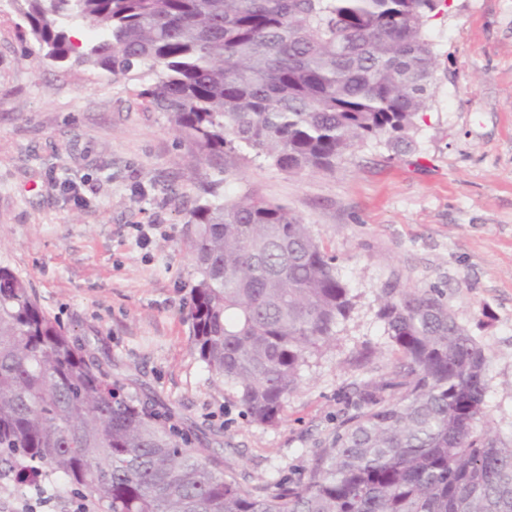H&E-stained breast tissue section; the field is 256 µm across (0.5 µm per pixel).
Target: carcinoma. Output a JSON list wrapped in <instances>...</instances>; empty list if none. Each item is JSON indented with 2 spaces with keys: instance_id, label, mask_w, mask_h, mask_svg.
<instances>
[{
  "instance_id": "cac0c4a2",
  "label": "carcinoma",
  "mask_w": 512,
  "mask_h": 512,
  "mask_svg": "<svg viewBox=\"0 0 512 512\" xmlns=\"http://www.w3.org/2000/svg\"><path fill=\"white\" fill-rule=\"evenodd\" d=\"M43 58L114 76L211 161L242 146L297 175L367 140L399 151L432 95L426 35L445 0H23ZM86 24L96 38L69 35ZM192 348L273 425L308 358L333 340L349 289L312 226L257 193L193 207ZM380 317L400 354L367 383L293 487H252L178 439L171 415L123 393L30 282L0 265V479L47 482L97 512H512V447L492 435L488 359L436 290H390Z\"/></svg>"
}]
</instances>
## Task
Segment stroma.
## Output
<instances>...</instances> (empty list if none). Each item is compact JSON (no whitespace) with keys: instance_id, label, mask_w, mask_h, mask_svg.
I'll return each mask as SVG.
<instances>
[{"instance_id":"obj_1","label":"stroma","mask_w":512,"mask_h":512,"mask_svg":"<svg viewBox=\"0 0 512 512\" xmlns=\"http://www.w3.org/2000/svg\"><path fill=\"white\" fill-rule=\"evenodd\" d=\"M427 36L438 68L412 149L374 139L298 176L245 151L189 161L139 95L151 76L42 60L18 0H0V264L242 484L298 478L355 388L390 376L387 288L440 290L489 359L486 400L512 445V0H446ZM209 184L312 224L350 290L348 317L274 425L248 422L191 347L184 228Z\"/></svg>"}]
</instances>
